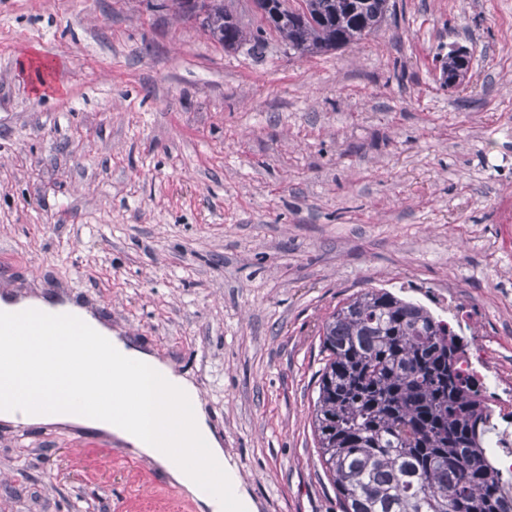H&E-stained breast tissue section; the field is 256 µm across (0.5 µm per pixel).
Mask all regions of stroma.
<instances>
[{
  "label": "stroma",
  "instance_id": "35a3bbf8",
  "mask_svg": "<svg viewBox=\"0 0 512 512\" xmlns=\"http://www.w3.org/2000/svg\"><path fill=\"white\" fill-rule=\"evenodd\" d=\"M370 287L455 295L512 372V0H389L311 58L168 0H0V291L100 298L198 387L258 512H338L318 329ZM0 512L200 510L104 435L0 422ZM453 51L456 55L463 57L467 53V50L461 46L453 47ZM453 51H448V60L444 62L443 74L446 76V80H456L457 78H460V82L463 83L466 75L468 77L470 72L471 59L469 57V59L464 61L460 57L456 56Z\"/></svg>",
  "mask_w": 512,
  "mask_h": 512
}]
</instances>
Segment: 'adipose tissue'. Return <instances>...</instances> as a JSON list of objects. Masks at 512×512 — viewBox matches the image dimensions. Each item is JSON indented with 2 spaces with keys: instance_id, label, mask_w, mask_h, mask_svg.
Listing matches in <instances>:
<instances>
[{
  "instance_id": "obj_1",
  "label": "adipose tissue",
  "mask_w": 512,
  "mask_h": 512,
  "mask_svg": "<svg viewBox=\"0 0 512 512\" xmlns=\"http://www.w3.org/2000/svg\"><path fill=\"white\" fill-rule=\"evenodd\" d=\"M0 319L17 322L0 334V421L96 430L164 468L202 512H257L197 387L156 352L42 296L0 300Z\"/></svg>"
}]
</instances>
